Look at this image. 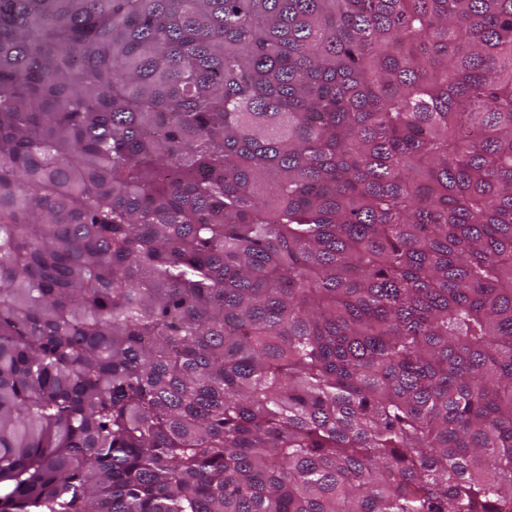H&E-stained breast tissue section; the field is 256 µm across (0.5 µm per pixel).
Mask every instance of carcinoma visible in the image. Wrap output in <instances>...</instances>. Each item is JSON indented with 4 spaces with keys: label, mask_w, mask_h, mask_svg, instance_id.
I'll return each mask as SVG.
<instances>
[{
    "label": "carcinoma",
    "mask_w": 512,
    "mask_h": 512,
    "mask_svg": "<svg viewBox=\"0 0 512 512\" xmlns=\"http://www.w3.org/2000/svg\"><path fill=\"white\" fill-rule=\"evenodd\" d=\"M0 512H512V0H0Z\"/></svg>",
    "instance_id": "obj_1"
}]
</instances>
